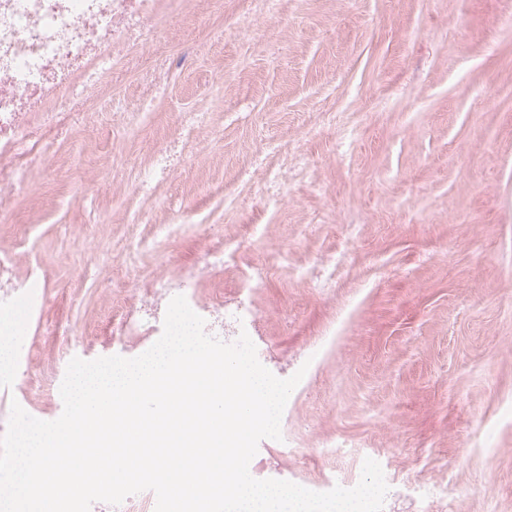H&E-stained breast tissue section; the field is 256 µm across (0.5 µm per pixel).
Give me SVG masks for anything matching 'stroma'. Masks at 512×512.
I'll list each match as a JSON object with an SVG mask.
<instances>
[{
    "label": "stroma",
    "instance_id": "stroma-1",
    "mask_svg": "<svg viewBox=\"0 0 512 512\" xmlns=\"http://www.w3.org/2000/svg\"><path fill=\"white\" fill-rule=\"evenodd\" d=\"M171 10L78 115L41 128L0 216V251L45 277L7 346L35 382L0 379V423L15 402L62 414L69 361L111 355L112 305L129 295L101 286L104 267L190 208L228 237L264 227L223 271L188 280L197 299L235 296L244 264L281 255L255 295L254 343L265 367L304 377L258 457L306 486L354 480L369 454L417 512H512V99L495 96L512 87V0H287L243 32L226 27L241 0ZM322 112L335 126L315 128ZM197 113L178 166L138 191ZM269 141L295 186L274 212L259 175L234 180ZM203 249L168 239L137 280L161 275L158 255L191 266ZM319 263L334 280L298 278Z\"/></svg>",
    "mask_w": 512,
    "mask_h": 512
}]
</instances>
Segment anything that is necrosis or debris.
Returning <instances> with one entry per match:
<instances>
[{"instance_id": "4bbe7bcc", "label": "necrosis or debris", "mask_w": 512, "mask_h": 512, "mask_svg": "<svg viewBox=\"0 0 512 512\" xmlns=\"http://www.w3.org/2000/svg\"><path fill=\"white\" fill-rule=\"evenodd\" d=\"M161 0H0V201L23 187L20 161L32 147L36 125L44 117L43 105L62 90H72L78 79L104 75L134 54L136 45L153 40L164 15ZM69 98V105L80 102ZM265 207H280L288 199V170L279 149L267 147L257 155ZM14 254L0 252V335L20 336L26 331L28 300L21 294L28 278L18 276ZM276 260L251 266L233 301L187 302L205 319V331L237 340L240 332H254L263 310L250 304L254 289L273 277ZM186 277L170 272L168 292L153 288L136 292L121 315L115 316L112 334L140 336L152 326V317L166 309L172 289Z\"/></svg>"}]
</instances>
